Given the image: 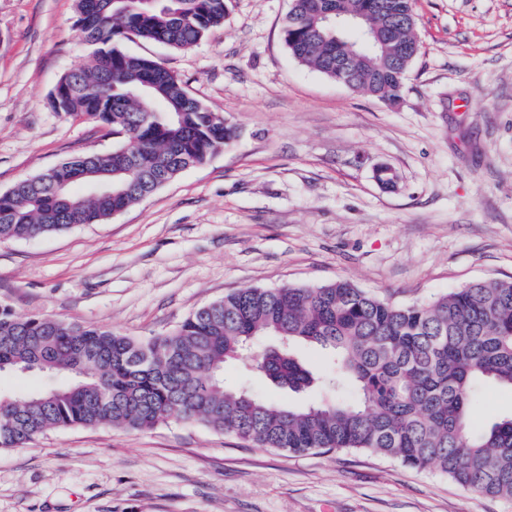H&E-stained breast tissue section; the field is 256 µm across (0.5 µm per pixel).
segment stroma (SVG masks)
Wrapping results in <instances>:
<instances>
[{
  "mask_svg": "<svg viewBox=\"0 0 512 512\" xmlns=\"http://www.w3.org/2000/svg\"><path fill=\"white\" fill-rule=\"evenodd\" d=\"M290 0H230L220 28L174 49L136 38L235 128L104 224L0 241V305L146 338L241 288L345 279L398 304L512 281V0H415L421 44L390 105L296 61ZM74 0H0V192L117 144L47 97L90 48ZM391 166L394 188L375 180ZM512 414L481 389L472 420ZM0 512H512L365 452L293 455L169 421L66 427L0 449Z\"/></svg>",
  "mask_w": 512,
  "mask_h": 512,
  "instance_id": "1",
  "label": "stroma"
}]
</instances>
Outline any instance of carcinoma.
I'll return each mask as SVG.
<instances>
[{
	"label": "carcinoma",
	"instance_id": "cac0c4a2",
	"mask_svg": "<svg viewBox=\"0 0 512 512\" xmlns=\"http://www.w3.org/2000/svg\"><path fill=\"white\" fill-rule=\"evenodd\" d=\"M229 0H76L89 63L61 77L54 108L87 117L120 142L106 154L59 164L70 184L105 180L107 196L55 192L37 177L0 193V241L101 224L232 143L233 128L158 62L124 40L186 49L224 24ZM283 41L300 63L336 78V59L373 97L395 104L420 52L407 22L413 0H291ZM393 17L391 41L351 37L319 14L363 7ZM264 337L273 347L257 352ZM327 354L313 370L297 347ZM251 370L304 404L271 400L249 384L224 385V364ZM71 376L29 394H0V448H22L64 427L144 430L179 420L294 454L362 450L437 470L481 494L512 499V415L476 427L480 386L512 387V281H474L429 305H399L347 280L314 288H244L194 311L167 334L114 330L0 305V374Z\"/></svg>",
	"mask_w": 512,
	"mask_h": 512
}]
</instances>
